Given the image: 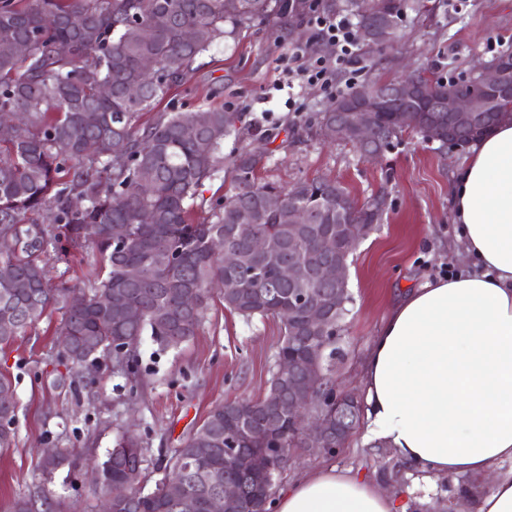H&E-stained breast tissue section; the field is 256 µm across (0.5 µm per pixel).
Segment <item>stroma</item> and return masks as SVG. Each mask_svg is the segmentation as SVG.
<instances>
[{
    "mask_svg": "<svg viewBox=\"0 0 512 512\" xmlns=\"http://www.w3.org/2000/svg\"><path fill=\"white\" fill-rule=\"evenodd\" d=\"M308 16L291 14L254 21L236 38L220 37L200 56L187 79L172 86L140 124L163 112L217 107L240 118L238 134L224 140L225 156L246 145L266 149L256 176L283 186L323 178L346 188L357 204L385 200L381 220L348 259L352 300L336 326V353L323 366L336 387L360 390L364 362L384 316L406 290L457 273L466 263L449 218L454 169L468 148H443L406 131L378 161L362 158L321 130L322 114L336 100L335 87L288 78V48L315 42L318 55L334 59L319 42ZM512 50V0H426L409 5L392 47H359L356 85L397 80L406 71L462 81L497 53ZM62 312L48 309L24 335L0 344V377L15 393V436L0 447V512L18 498L39 494L49 512H97L99 494L87 466L104 460L118 434L133 430L145 450L142 485L152 490L161 462L202 424L219 403L262 398L276 369L283 325L273 316L245 318L212 299L195 334L177 347H163L151 334L138 345L139 380L104 366L76 374L58 356ZM77 455L46 475L41 451ZM336 466L386 493L413 491L424 512H471L468 500L450 490L464 477L418 481L384 445L368 442L357 427L335 455L298 452L274 478V491L322 466Z\"/></svg>",
    "mask_w": 512,
    "mask_h": 512,
    "instance_id": "obj_1",
    "label": "stroma"
}]
</instances>
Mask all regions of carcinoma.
I'll return each mask as SVG.
<instances>
[{"mask_svg":"<svg viewBox=\"0 0 512 512\" xmlns=\"http://www.w3.org/2000/svg\"><path fill=\"white\" fill-rule=\"evenodd\" d=\"M407 0H379L378 11L398 21ZM241 10H224V0H0V111L14 114L13 136L0 140V225H20L39 237L30 248L15 238L0 236V264L12 267L24 288L0 282V343H8L32 328L55 307L63 311L61 335L71 337V351L96 366L136 375L133 352L145 330L165 347H176L195 335L209 305L213 284L221 283L224 307L246 318L276 316L283 323L278 356L288 353L298 335L300 316L288 313L291 289L277 274L279 255L261 256L250 238L265 234L288 246L304 225L289 221L294 206L312 214L315 231L336 236V225L364 216L377 223L375 204H350L336 212V195L349 197L334 181L313 178L290 188L260 183L254 172L262 154L243 150L231 164L236 182L230 199L209 204V217L189 220L198 189L224 171V138L235 130L232 115L220 108L168 112L140 125V112L185 79L198 57L216 36L233 35L245 24L266 20L288 10V0H240ZM80 16L82 29L70 24ZM149 28L145 39L141 30ZM190 29L194 38L186 40ZM24 43L28 53L16 55ZM151 58L154 73L146 77L140 62ZM107 83L111 95L98 88ZM143 85L133 102L126 89ZM469 82L435 81L427 99L404 102L421 112L448 99V92L466 94ZM390 113L378 116V147L396 134ZM96 144L86 152L87 142ZM123 144L117 153L114 147ZM283 197L270 209L269 194ZM243 211L252 216L244 226ZM44 212L48 224H29L28 215ZM151 215L143 224L141 213ZM125 224L128 236L112 243L111 225ZM88 244L100 267L88 288L55 284L49 257L68 255V247ZM232 247L242 256L240 269L224 268L221 250ZM192 293L194 310L183 307ZM117 297L144 309L141 319L123 322L114 305ZM125 339V351H112V337ZM269 400L228 401L216 405L203 424L170 457L166 478L184 484L187 497L165 498V482L151 493L140 489L144 449L126 438L116 440L100 466L107 483L100 494L112 498L116 512H205V500L224 485V425L239 412L245 421L267 425L288 436V417L263 409Z\"/></svg>","mask_w":512,"mask_h":512,"instance_id":"1","label":"carcinoma"}]
</instances>
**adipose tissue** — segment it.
Segmentation results:
<instances>
[{
  "label": "adipose tissue",
  "instance_id": "obj_1",
  "mask_svg": "<svg viewBox=\"0 0 512 512\" xmlns=\"http://www.w3.org/2000/svg\"><path fill=\"white\" fill-rule=\"evenodd\" d=\"M451 216L468 269L404 292L363 371L366 436L423 480L472 479L474 512H512V120L454 171ZM275 512H407L349 471L316 469Z\"/></svg>",
  "mask_w": 512,
  "mask_h": 512
}]
</instances>
